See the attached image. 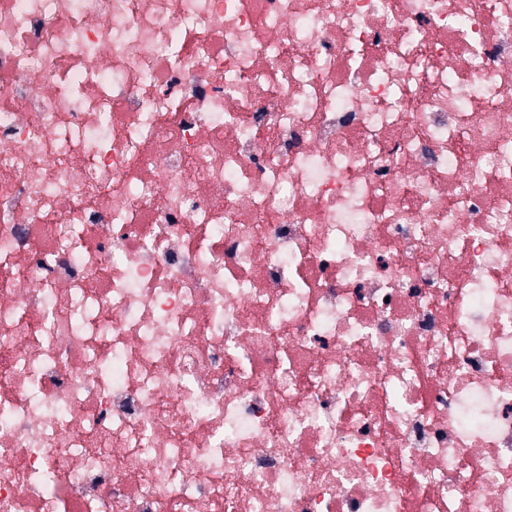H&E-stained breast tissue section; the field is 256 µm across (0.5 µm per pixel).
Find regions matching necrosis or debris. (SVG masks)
I'll use <instances>...</instances> for the list:
<instances>
[{
  "mask_svg": "<svg viewBox=\"0 0 512 512\" xmlns=\"http://www.w3.org/2000/svg\"><path fill=\"white\" fill-rule=\"evenodd\" d=\"M0 512H512V0H0Z\"/></svg>",
  "mask_w": 512,
  "mask_h": 512,
  "instance_id": "1",
  "label": "necrosis or debris"
}]
</instances>
